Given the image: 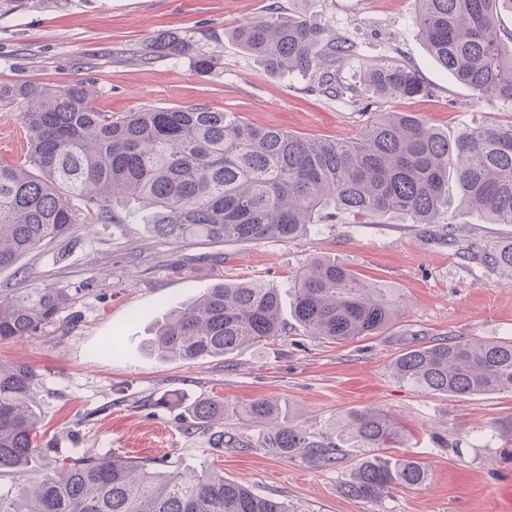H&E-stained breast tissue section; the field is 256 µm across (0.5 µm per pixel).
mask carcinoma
Here are the masks:
<instances>
[{
  "label": "carcinoma",
  "instance_id": "cac0c4a2",
  "mask_svg": "<svg viewBox=\"0 0 512 512\" xmlns=\"http://www.w3.org/2000/svg\"><path fill=\"white\" fill-rule=\"evenodd\" d=\"M512 0H418L416 24L434 60L479 99L512 105V30L499 15ZM271 74L297 73L322 90L357 103L413 98L429 92L414 70L375 65L360 86L340 79L353 51L316 19L270 17L233 34ZM179 36L145 45V53L179 56ZM21 103L27 131L22 164L0 163V268L77 224H124L140 210L157 236L174 242L289 241L309 225L340 214L355 224L396 213L411 224L457 227L448 217V176L460 204L489 224H512V125L469 127L457 138L407 112H381L351 140H314L273 127H255L236 112L204 104L144 108L115 116L93 105L76 81L65 88L0 85V104ZM481 260L512 272V242ZM292 308L309 336L346 342L387 329L403 310L389 288L360 280L331 259H315L295 278ZM71 302L57 288H0V342L32 336ZM279 289L259 281H218L196 302L174 311L147 341L161 360L229 355L283 335ZM399 382L429 395L512 393V341L447 339L416 347L392 362ZM34 375L24 366L0 368V475L17 481L0 490V512H289L210 470L160 473L121 455L65 458L40 468L48 449L37 443ZM235 408L201 400L188 409L189 427L212 431ZM247 415L271 427L268 447L284 458L336 461L344 448L358 460L340 493L379 505L398 488L428 479L420 461L390 449L402 430L386 415L352 409L337 421L336 440L321 442L284 421L268 399Z\"/></svg>",
  "mask_w": 512,
  "mask_h": 512
}]
</instances>
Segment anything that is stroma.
<instances>
[{
	"instance_id": "1",
	"label": "stroma",
	"mask_w": 512,
	"mask_h": 512,
	"mask_svg": "<svg viewBox=\"0 0 512 512\" xmlns=\"http://www.w3.org/2000/svg\"><path fill=\"white\" fill-rule=\"evenodd\" d=\"M416 0H9L0 6V84L58 88L75 80L96 91L102 112L206 104L239 113L249 124L312 139L356 137L381 112H410L456 137L466 126L512 125V107L476 99L432 59L416 25ZM306 17L345 37L354 53L341 78L360 82L386 60L415 70L431 95L373 100L367 107L337 98L294 74L273 75L233 39L269 15ZM190 40L179 57L144 56L148 41ZM213 58L207 73L197 54ZM27 132L18 105L0 106V162L19 164ZM448 205L464 230L457 240L440 225H310L294 240L174 244L150 225L82 224L0 270V286L60 288L73 301L38 334L0 342V366L28 367L40 439L60 456L119 453L160 472L215 470L295 512H512V393L471 397L425 395L399 383L392 362L403 351L442 339L512 340V275L478 261L512 241V224H486ZM348 266L363 280L390 288L406 303L386 331L345 343L307 336L289 306L287 332L224 357L163 361L146 346L167 315L217 280H257L287 292L312 259ZM277 401L299 429L322 439L352 409L388 415L407 436L398 456L425 463L429 479L393 491L374 506L343 496L354 458L328 466L285 459L265 445V425L245 407ZM211 399L235 407L225 436L243 448L213 447L207 429L187 427L186 407Z\"/></svg>"
}]
</instances>
